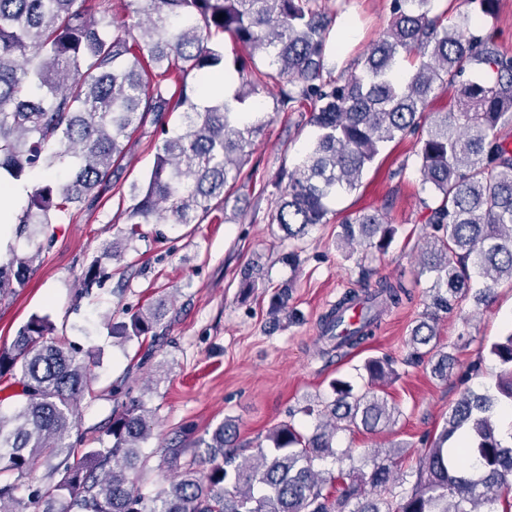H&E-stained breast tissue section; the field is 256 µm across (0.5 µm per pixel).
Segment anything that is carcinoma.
I'll list each match as a JSON object with an SVG mask.
<instances>
[{"label":"carcinoma","instance_id":"1","mask_svg":"<svg viewBox=\"0 0 512 512\" xmlns=\"http://www.w3.org/2000/svg\"><path fill=\"white\" fill-rule=\"evenodd\" d=\"M129 21L112 22L113 0H0V175L18 181L34 170L66 168L62 183L29 195L18 233L51 224L74 204L98 205L112 165L125 157L146 119L158 126L153 167L126 211L130 234L171 214L176 224L218 219L226 188L243 181L266 112H243L248 97L277 88L274 111L307 112L315 133L294 167L280 171L272 223L283 232L296 265L309 231L324 223L327 202L351 191L380 148L425 130L415 163L432 201L419 274L429 275L430 313L410 334L411 359L433 363L448 378L453 357L437 342L439 314L462 305L481 278L477 301L512 282V56L493 49L495 32L458 31L431 15V0H393L392 19L364 60L363 70L332 76L326 69L330 21L322 0H120ZM265 58L270 71L227 60L224 35ZM416 55L410 75L401 60ZM489 78L463 81L473 66ZM199 77L188 82L189 74ZM456 89L450 112H429L436 89ZM181 111L180 125L166 128ZM342 246L386 250L398 227L378 214L347 216ZM33 257L0 262V297L23 285ZM408 296L400 281L350 289L321 317L330 350L354 349L373 336L384 311ZM161 308L149 305L112 325L128 342L155 338ZM46 317L33 316L8 349H0V378L20 374L25 401L0 412V512H509L512 444L500 437L497 414L512 405V331L490 347L501 371L496 391L469 389L451 407L434 439L425 441L415 469H398L400 449H375L370 470L350 465L337 434L377 432L400 415L383 386L392 361L372 357L357 368L355 388L336 378L331 394L303 409L318 424L306 435L284 422L267 446L238 445L236 421L226 418L203 442L179 440L164 449L176 479L153 496L130 474L146 463L141 443L152 414L124 378L100 448L70 461L77 402L88 388L90 351L52 337ZM332 458L337 474L318 464ZM38 459L50 484L19 495L21 478ZM339 484L336 492L329 486Z\"/></svg>","mask_w":512,"mask_h":512}]
</instances>
